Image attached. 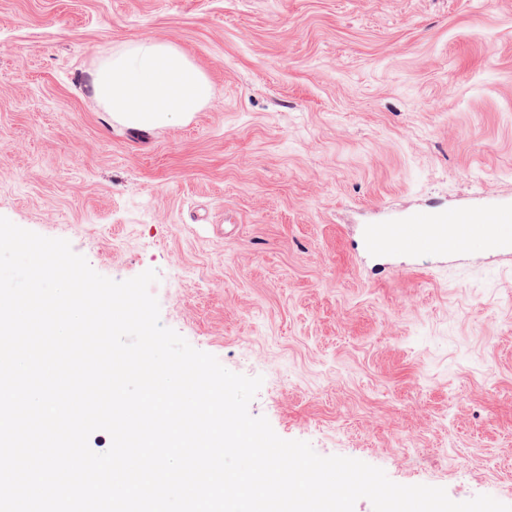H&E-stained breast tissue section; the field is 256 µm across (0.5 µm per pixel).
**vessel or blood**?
I'll return each instance as SVG.
<instances>
[{"instance_id":"obj_1","label":"vessel or blood","mask_w":512,"mask_h":512,"mask_svg":"<svg viewBox=\"0 0 512 512\" xmlns=\"http://www.w3.org/2000/svg\"><path fill=\"white\" fill-rule=\"evenodd\" d=\"M482 244L484 249L499 257L512 256V224L506 215L494 214L491 223L460 225L448 217L439 222L430 221L427 215H419L410 224L365 225L361 248L369 256L384 258L401 251L412 255L427 249H435L447 255L463 251L458 243L459 233Z\"/></svg>"}]
</instances>
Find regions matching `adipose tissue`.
<instances>
[{"instance_id":"obj_1","label":"adipose tissue","mask_w":512,"mask_h":512,"mask_svg":"<svg viewBox=\"0 0 512 512\" xmlns=\"http://www.w3.org/2000/svg\"><path fill=\"white\" fill-rule=\"evenodd\" d=\"M93 91L113 115L135 128L188 116L211 97L208 79L185 53L152 38L113 54L97 72Z\"/></svg>"}]
</instances>
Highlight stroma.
Segmentation results:
<instances>
[{
    "label": "stroma",
    "instance_id": "1",
    "mask_svg": "<svg viewBox=\"0 0 512 512\" xmlns=\"http://www.w3.org/2000/svg\"><path fill=\"white\" fill-rule=\"evenodd\" d=\"M178 45L212 97L135 131L112 55ZM512 208V0H0V216L232 372L278 436L512 505V261L380 265L365 224Z\"/></svg>",
    "mask_w": 512,
    "mask_h": 512
}]
</instances>
